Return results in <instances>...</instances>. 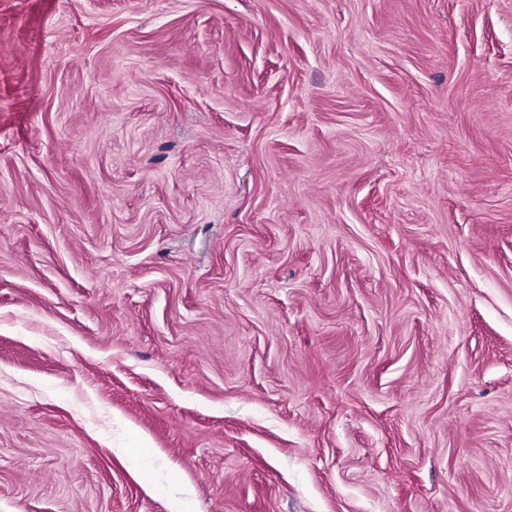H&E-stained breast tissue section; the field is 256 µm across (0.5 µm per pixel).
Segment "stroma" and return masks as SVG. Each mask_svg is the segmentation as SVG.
<instances>
[{"mask_svg": "<svg viewBox=\"0 0 512 512\" xmlns=\"http://www.w3.org/2000/svg\"><path fill=\"white\" fill-rule=\"evenodd\" d=\"M512 512V0H0V512Z\"/></svg>", "mask_w": 512, "mask_h": 512, "instance_id": "1", "label": "stroma"}]
</instances>
